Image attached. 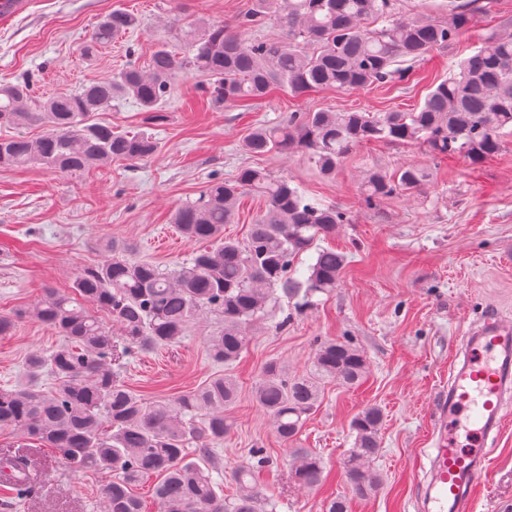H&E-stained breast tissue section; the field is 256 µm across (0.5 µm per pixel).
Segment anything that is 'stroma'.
<instances>
[{
  "mask_svg": "<svg viewBox=\"0 0 512 512\" xmlns=\"http://www.w3.org/2000/svg\"><path fill=\"white\" fill-rule=\"evenodd\" d=\"M251 0H26L0 26V84L31 78L37 96L78 91L137 60L147 66L158 43L184 52L188 34L205 24L233 23ZM137 16L138 28L86 56L100 20L115 9ZM445 49L413 66L408 81L380 87L323 89L294 97L282 90L227 108L198 89L199 76L177 77L163 110L167 119L148 128L133 101L113 103L99 120L129 132L151 130L158 151L143 161L82 173H52L38 165L0 168V314L17 316L15 330L0 335V385L17 379L25 359L52 350L63 338L23 312L45 288L67 289L84 268L109 259L111 242L129 243L135 258L172 267L197 250L179 240L158 247L174 232V209L196 201L213 178L235 175L253 159L242 148L259 125L293 112H384L422 103L449 68L470 56L487 28L512 17V0H497ZM264 165L299 184L314 200L336 205L348 224L328 243L350 258L340 284L313 307L289 311L288 321L257 324L253 339L229 372L239 397L227 408L233 428L219 452L225 472L264 449L272 464L258 475L273 512H322L346 496L350 512H420L428 484L430 410L469 324L492 315L512 322V136L481 163L462 155L435 156L418 144L370 143L354 149L335 178L325 179L297 155L272 154ZM413 164L429 177L416 189L364 202L361 179L370 168L393 172ZM222 326L210 312L192 322L179 344L139 355L127 365V385L154 400L182 394L218 374L207 341ZM350 339L369 362L364 383L329 380L317 411L292 443L282 442L272 420L252 399L264 364L289 375L309 371L317 341ZM384 413L375 460L384 483L374 495L352 493L342 462L354 444L352 418L368 406ZM306 448L324 464L325 480L307 489L288 483L291 448ZM40 473L25 500L0 496V512H101V476L66 466L48 448L35 457ZM488 477L474 512H512V420L505 422L486 462Z\"/></svg>",
  "mask_w": 512,
  "mask_h": 512,
  "instance_id": "1",
  "label": "stroma"
}]
</instances>
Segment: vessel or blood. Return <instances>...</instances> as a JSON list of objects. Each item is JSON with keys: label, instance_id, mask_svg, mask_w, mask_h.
I'll use <instances>...</instances> for the list:
<instances>
[{"label": "vessel or blood", "instance_id": "1", "mask_svg": "<svg viewBox=\"0 0 512 512\" xmlns=\"http://www.w3.org/2000/svg\"><path fill=\"white\" fill-rule=\"evenodd\" d=\"M464 360L432 416L430 493L424 512H470L486 476L487 441L512 418V324L495 317L467 330Z\"/></svg>", "mask_w": 512, "mask_h": 512}]
</instances>
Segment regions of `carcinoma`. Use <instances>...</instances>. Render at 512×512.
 Wrapping results in <instances>:
<instances>
[{
  "instance_id": "carcinoma-1",
  "label": "carcinoma",
  "mask_w": 512,
  "mask_h": 512,
  "mask_svg": "<svg viewBox=\"0 0 512 512\" xmlns=\"http://www.w3.org/2000/svg\"><path fill=\"white\" fill-rule=\"evenodd\" d=\"M495 0H442L448 19L407 14L402 0H252L234 24L214 23L189 37V50L177 56L164 44L153 50L148 69L134 63L76 94L33 100V84L22 80L0 87V126L41 125L44 134L0 137V167L40 164L50 172L76 173L114 160L135 163L154 154L159 143L142 131H118L94 114L126 97L135 100L145 122L166 118L162 102L179 73L204 78L212 102L233 106L260 100L273 89L292 96L337 87L379 86L404 80L409 64L435 49H445ZM273 20L280 34L243 40L238 30L260 28ZM136 17L114 10L98 25L85 52L125 35ZM448 78L434 85L423 103L409 111L295 112L284 123L255 127L243 149L254 156L297 153L319 173L336 175L346 155L372 142L416 143L435 154H462L478 163L501 150L504 130L512 129V19L499 23ZM427 178L423 168L404 165L388 175L364 173L362 189L369 206ZM250 191L264 197V209L245 240L224 236L238 199ZM189 241L210 246L185 262L163 268L127 256L129 247L108 245V260L86 267L72 283V294L53 288L28 316L53 327L63 342L25 362V380L0 385V429L44 443L69 467L110 477L101 487L106 512H143L132 485L156 474L155 497L161 512H260L253 472L269 466L261 450L254 463L238 466L233 477L239 493L226 503L218 495L224 465L212 445L224 441L231 423L224 409L239 395L237 381L218 374L203 386L173 399L148 401L135 393L112 364L185 338L203 311L224 317V327L209 338L217 364L237 361L252 334L248 328L270 304L285 301L296 310L314 305L340 282L346 255L317 241L336 233L348 217L333 205L308 198L286 177L263 168H243L234 178L213 179L200 198L173 216ZM315 250L313 263L298 274L301 256ZM105 314L95 315L88 305ZM367 376V357L354 343L326 340L314 350L310 371L291 377L271 361L252 391L284 441L294 439L319 407L322 384L332 379L352 387ZM51 386L43 387V378ZM383 413L364 408L351 421L353 448L343 461L356 495L376 493L382 478L373 467L381 448ZM23 453L0 454V482L27 471ZM291 480L315 488L324 480L321 458L293 449Z\"/></svg>"
}]
</instances>
